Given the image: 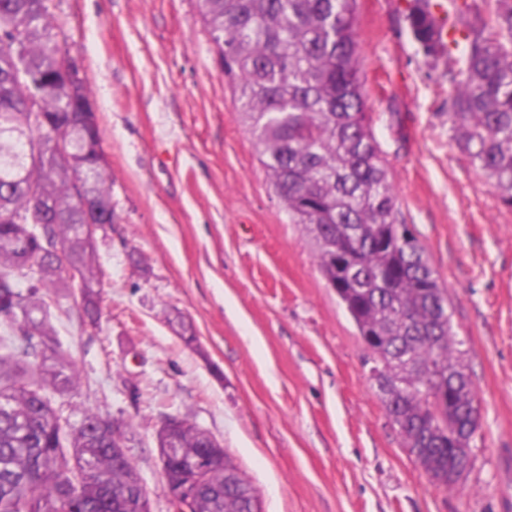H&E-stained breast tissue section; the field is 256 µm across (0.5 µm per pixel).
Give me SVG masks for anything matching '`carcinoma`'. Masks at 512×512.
Wrapping results in <instances>:
<instances>
[{
    "instance_id": "cac0c4a2",
    "label": "carcinoma",
    "mask_w": 512,
    "mask_h": 512,
    "mask_svg": "<svg viewBox=\"0 0 512 512\" xmlns=\"http://www.w3.org/2000/svg\"><path fill=\"white\" fill-rule=\"evenodd\" d=\"M356 0H198L224 73L289 222L313 238L320 273L381 364L379 388L404 444L448 486L479 427L471 382L453 358L448 300L424 247L397 218L358 76ZM454 33L437 28L438 0H410L418 51L448 55L454 139L512 209V0H465ZM46 0H0V512H141L139 487L119 461L121 424L86 411L65 424L51 394L76 387L52 340L50 308L82 282V318L95 321L94 234L112 223V179L91 92L53 34ZM73 135L66 158L55 147ZM84 180L91 207L76 203ZM60 213L45 235L32 213ZM173 449L166 486L188 461H219L200 484L201 512H252V484L213 436L177 416L157 431Z\"/></svg>"
}]
</instances>
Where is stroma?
<instances>
[{
  "instance_id": "obj_1",
  "label": "stroma",
  "mask_w": 512,
  "mask_h": 512,
  "mask_svg": "<svg viewBox=\"0 0 512 512\" xmlns=\"http://www.w3.org/2000/svg\"><path fill=\"white\" fill-rule=\"evenodd\" d=\"M92 91L112 169L95 232L100 320L53 314L79 378L71 421L125 423L168 512L164 416L213 435L263 512H512V209L458 149L448 79L408 33L406 0H356L359 77L398 218L447 291L479 412L470 464L432 483L389 418L372 355L288 221L217 63L197 0H47Z\"/></svg>"
}]
</instances>
